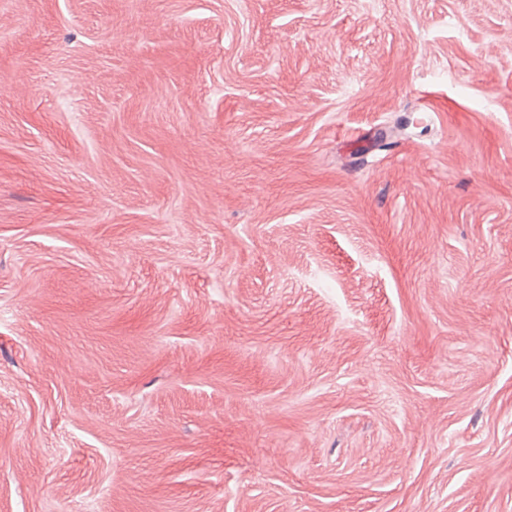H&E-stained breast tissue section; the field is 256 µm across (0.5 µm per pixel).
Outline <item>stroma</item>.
Instances as JSON below:
<instances>
[{
	"label": "stroma",
	"instance_id": "stroma-1",
	"mask_svg": "<svg viewBox=\"0 0 512 512\" xmlns=\"http://www.w3.org/2000/svg\"><path fill=\"white\" fill-rule=\"evenodd\" d=\"M0 512H512V0H0Z\"/></svg>",
	"mask_w": 512,
	"mask_h": 512
}]
</instances>
